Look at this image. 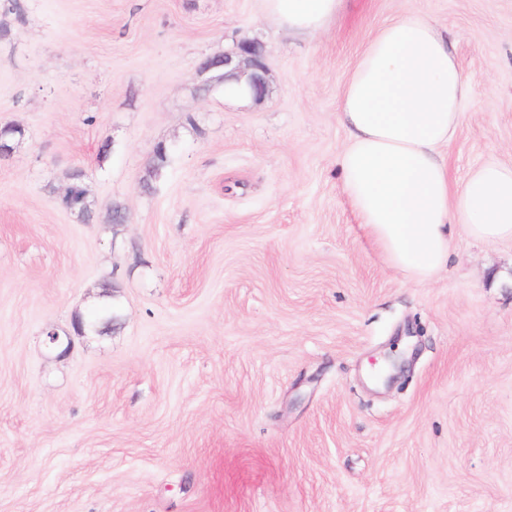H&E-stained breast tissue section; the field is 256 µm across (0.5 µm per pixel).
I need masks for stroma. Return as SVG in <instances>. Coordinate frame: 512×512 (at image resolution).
<instances>
[{
    "instance_id": "obj_1",
    "label": "stroma",
    "mask_w": 512,
    "mask_h": 512,
    "mask_svg": "<svg viewBox=\"0 0 512 512\" xmlns=\"http://www.w3.org/2000/svg\"><path fill=\"white\" fill-rule=\"evenodd\" d=\"M407 10L472 81L454 187L512 165V0H346L312 37L258 0H0V512H512V241L453 230L420 282L342 192L338 100ZM244 37L270 96H200Z\"/></svg>"
}]
</instances>
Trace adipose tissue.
<instances>
[{
	"instance_id": "adipose-tissue-1",
	"label": "adipose tissue",
	"mask_w": 512,
	"mask_h": 512,
	"mask_svg": "<svg viewBox=\"0 0 512 512\" xmlns=\"http://www.w3.org/2000/svg\"><path fill=\"white\" fill-rule=\"evenodd\" d=\"M298 35L326 30L343 0H261ZM471 81L430 18L407 11L368 42L337 107L349 139L343 191L389 263L432 279L448 262L450 228L512 240V165L484 164L452 188L444 150L471 103Z\"/></svg>"
}]
</instances>
